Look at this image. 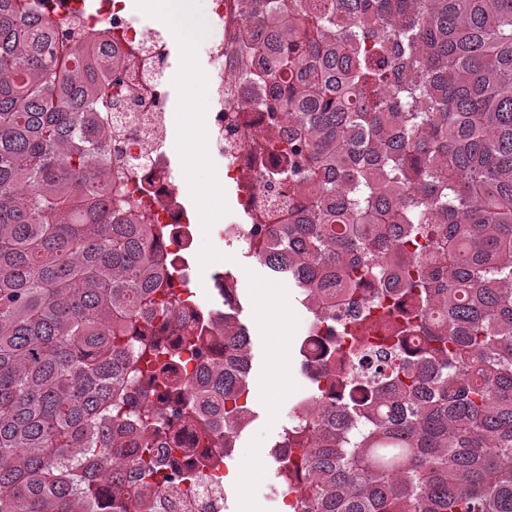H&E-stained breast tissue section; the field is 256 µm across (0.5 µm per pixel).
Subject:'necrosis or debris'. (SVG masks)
Returning <instances> with one entry per match:
<instances>
[{
  "label": "necrosis or debris",
  "instance_id": "1",
  "mask_svg": "<svg viewBox=\"0 0 512 512\" xmlns=\"http://www.w3.org/2000/svg\"><path fill=\"white\" fill-rule=\"evenodd\" d=\"M198 23L192 41L205 45L218 60V67L206 75L215 99L212 128L221 137L223 163L221 174L241 185L237 203L250 216L268 211L269 224H284L289 218L287 206L277 205L279 187L268 181L270 171L283 168L288 143L294 129L287 120L270 125L262 101L271 92L249 81L242 69L237 35L243 27L240 0H179ZM43 19L57 32L70 33V45L84 47L95 61L99 81L110 86L120 109L104 113L99 122L112 135L120 152L112 158L109 178L113 203L148 196L153 200L150 221L170 228L166 240L157 248L166 257L178 258L181 252L197 247L192 228L194 218L175 202L170 169L168 100L158 74L166 55V42L152 28L143 25L128 0H101L97 14H84L78 0H45ZM120 74L121 85H113V74ZM185 303L164 325L172 334L176 322L188 319L195 308L196 289L220 290L226 305L235 300V280L223 267H214L208 279L187 274L175 275ZM165 446L177 449L184 468L199 470L196 483L166 484L163 475L154 483L163 487L158 499L145 503L142 512H224L223 470L204 466L207 452L192 428L161 437Z\"/></svg>",
  "mask_w": 512,
  "mask_h": 512
}]
</instances>
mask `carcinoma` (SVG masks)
Returning a JSON list of instances; mask_svg holds the SVG:
<instances>
[{
    "mask_svg": "<svg viewBox=\"0 0 512 512\" xmlns=\"http://www.w3.org/2000/svg\"><path fill=\"white\" fill-rule=\"evenodd\" d=\"M249 80L303 129L285 169L294 223L256 259L338 332L347 371L319 419L283 429L295 512H512V0H241ZM0 0V512H140V472L181 474L159 435L190 416L231 456L248 424L251 337L166 416L146 385L151 322L184 299L145 199L112 210L108 102L94 63ZM137 338L126 341L131 330Z\"/></svg>",
    "mask_w": 512,
    "mask_h": 512,
    "instance_id": "1",
    "label": "carcinoma"
}]
</instances>
